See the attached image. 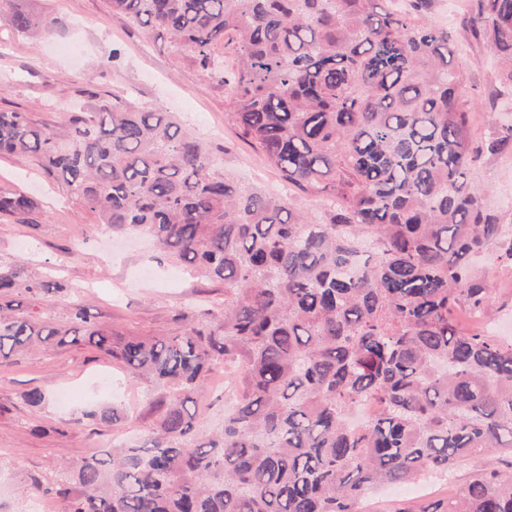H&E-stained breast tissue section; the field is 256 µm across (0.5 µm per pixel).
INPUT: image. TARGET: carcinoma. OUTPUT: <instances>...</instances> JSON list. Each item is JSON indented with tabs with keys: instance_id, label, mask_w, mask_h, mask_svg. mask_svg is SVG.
Masks as SVG:
<instances>
[{
	"instance_id": "carcinoma-1",
	"label": "carcinoma",
	"mask_w": 512,
	"mask_h": 512,
	"mask_svg": "<svg viewBox=\"0 0 512 512\" xmlns=\"http://www.w3.org/2000/svg\"><path fill=\"white\" fill-rule=\"evenodd\" d=\"M16 32L54 21L20 10ZM110 0L229 87L226 116L282 182L322 195L315 223L291 195L246 187L160 107L102 101L67 135L0 111V155L32 156L114 232L144 233L224 284V307L169 334H124L74 305L65 331L0 304V361L40 344L89 346L166 392L138 447L114 445L49 486L65 512H364L374 489L446 474L488 453L454 496L397 512H512V342L468 330L490 292L472 266L491 246L512 261L506 223L470 178L512 125L473 145L453 31L429 0ZM462 29L512 83V0H476ZM222 43L230 69L213 54ZM0 194V215L31 213ZM38 298L49 280L0 262V295ZM235 364L224 424L200 435L190 403ZM363 399L380 408L354 427Z\"/></svg>"
}]
</instances>
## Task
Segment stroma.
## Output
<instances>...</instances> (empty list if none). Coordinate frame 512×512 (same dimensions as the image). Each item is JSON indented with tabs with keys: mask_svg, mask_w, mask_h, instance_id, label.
<instances>
[{
	"mask_svg": "<svg viewBox=\"0 0 512 512\" xmlns=\"http://www.w3.org/2000/svg\"><path fill=\"white\" fill-rule=\"evenodd\" d=\"M12 7L52 18L43 39L0 22V110L29 113L67 132L72 113L101 99L120 97L148 109L177 113L245 185L282 189L276 170L226 118L227 91L219 76L191 63L167 39L146 35L109 0H12ZM475 105L474 142H484L490 121L512 125V91L483 44L462 38L456 51ZM486 206L512 222V151L485 155L471 173ZM21 191L36 203L31 219L0 218V259L14 262L25 280H56L60 291L34 302L14 294L19 310L40 305L65 329L73 299L91 322L142 335L179 328L178 317L224 299L223 284L196 277L155 250L148 239L113 235L63 181L46 177L29 156L0 157V193ZM489 248L475 259L492 290L488 324L512 337V265ZM223 372H215L198 398L197 426L212 430L224 419ZM40 389L49 399L30 405ZM159 390L130 381L125 368L92 348L49 345L0 363V512H25L35 476L49 478L92 452L118 442H139L158 420ZM104 407L123 410L120 426L96 419Z\"/></svg>",
	"mask_w": 512,
	"mask_h": 512,
	"instance_id": "35a3bbf8",
	"label": "stroma"
}]
</instances>
